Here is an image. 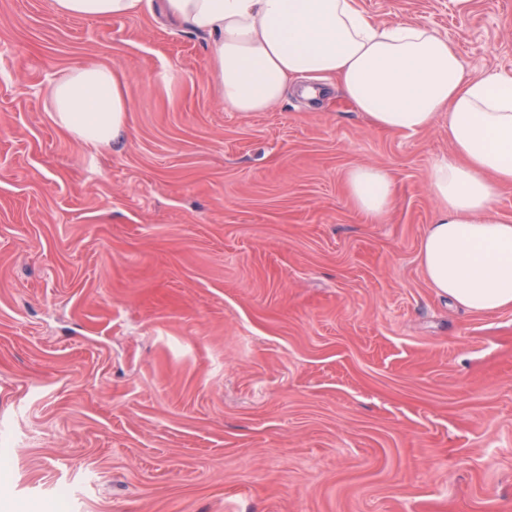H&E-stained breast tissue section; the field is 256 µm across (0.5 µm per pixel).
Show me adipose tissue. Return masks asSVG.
I'll return each mask as SVG.
<instances>
[{
	"label": "adipose tissue",
	"mask_w": 512,
	"mask_h": 512,
	"mask_svg": "<svg viewBox=\"0 0 512 512\" xmlns=\"http://www.w3.org/2000/svg\"><path fill=\"white\" fill-rule=\"evenodd\" d=\"M147 0H53L68 17L109 19ZM171 18L211 37L210 72L226 108L262 112L305 79L314 99L335 79L368 123L419 133L448 120L452 154L434 162L438 206L419 259L437 292L474 313L512 308V223L493 212L497 186L512 184V70L466 77L455 45L425 26L377 22L360 0H162ZM55 123L91 148L121 141L130 110L122 75L96 59L48 83ZM347 193L357 212L382 221L395 201L387 168L352 166Z\"/></svg>",
	"instance_id": "1"
}]
</instances>
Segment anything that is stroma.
Segmentation results:
<instances>
[{
	"mask_svg": "<svg viewBox=\"0 0 512 512\" xmlns=\"http://www.w3.org/2000/svg\"><path fill=\"white\" fill-rule=\"evenodd\" d=\"M512 68V0H361ZM210 37L157 0H0V512H512V309L427 282L448 124L372 128L327 84L225 108ZM124 74L123 140L51 119L47 80ZM397 198L357 214L348 169ZM149 0H54V10L68 17L109 19L133 16L143 11ZM347 193L357 212L372 222H381L395 201V182L381 166L354 165L347 172Z\"/></svg>",
	"mask_w": 512,
	"mask_h": 512,
	"instance_id": "1",
	"label": "stroma"
}]
</instances>
